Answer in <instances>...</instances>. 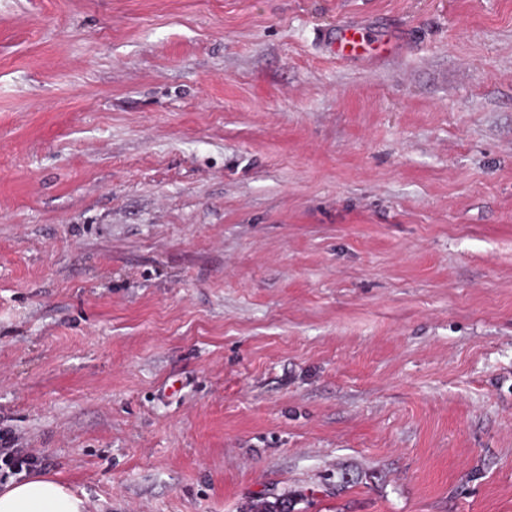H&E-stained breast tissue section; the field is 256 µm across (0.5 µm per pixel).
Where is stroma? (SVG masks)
Segmentation results:
<instances>
[{
    "label": "stroma",
    "mask_w": 512,
    "mask_h": 512,
    "mask_svg": "<svg viewBox=\"0 0 512 512\" xmlns=\"http://www.w3.org/2000/svg\"><path fill=\"white\" fill-rule=\"evenodd\" d=\"M5 434L90 512H512V0H0ZM331 49L340 59H353L368 54L371 38L362 29L348 24L337 26L329 35Z\"/></svg>",
    "instance_id": "35a3bbf8"
}]
</instances>
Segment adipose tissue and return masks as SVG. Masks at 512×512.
Wrapping results in <instances>:
<instances>
[{
    "label": "adipose tissue",
    "mask_w": 512,
    "mask_h": 512,
    "mask_svg": "<svg viewBox=\"0 0 512 512\" xmlns=\"http://www.w3.org/2000/svg\"><path fill=\"white\" fill-rule=\"evenodd\" d=\"M0 512H89V504L61 480L33 474L0 487Z\"/></svg>",
    "instance_id": "obj_1"
}]
</instances>
